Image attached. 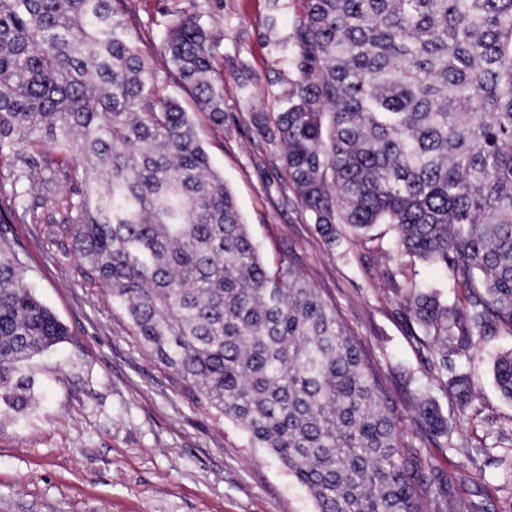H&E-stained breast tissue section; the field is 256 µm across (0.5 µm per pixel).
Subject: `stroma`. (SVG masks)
Listing matches in <instances>:
<instances>
[{
	"label": "stroma",
	"mask_w": 512,
	"mask_h": 512,
	"mask_svg": "<svg viewBox=\"0 0 512 512\" xmlns=\"http://www.w3.org/2000/svg\"><path fill=\"white\" fill-rule=\"evenodd\" d=\"M120 17L155 74L153 90L189 112L214 168L235 195L264 262H291L335 308L375 366L393 414L416 453L434 512L443 489L464 512H512V403L500 397L492 364L512 350V335L479 342L471 357L452 353L475 400L460 414L437 378L432 347L404 304L417 288L453 295L448 273L393 257L391 225L366 236L343 230L331 247L317 233L285 173L282 150L255 115L274 119L292 89L293 22L303 0H120ZM195 18L207 31L214 82L224 87V124L211 123L163 52L168 31ZM59 184L53 200L29 195L13 204V155H0V237L13 243L35 295L70 337L36 357L27 372L32 401L20 411L0 403V512H316L301 484L235 422L196 403L133 336L107 289L66 275L64 247L42 222L75 193ZM438 401L447 442L418 425L417 395ZM481 449L458 466L459 446Z\"/></svg>",
	"instance_id": "stroma-1"
}]
</instances>
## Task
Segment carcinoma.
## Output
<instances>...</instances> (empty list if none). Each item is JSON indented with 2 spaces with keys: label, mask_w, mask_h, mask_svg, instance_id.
<instances>
[{
  "label": "carcinoma",
  "mask_w": 512,
  "mask_h": 512,
  "mask_svg": "<svg viewBox=\"0 0 512 512\" xmlns=\"http://www.w3.org/2000/svg\"><path fill=\"white\" fill-rule=\"evenodd\" d=\"M117 0H0V152L14 181L82 186L46 225L133 335L196 401L242 425L317 512H421L420 477L357 340L290 263L270 270L234 196L130 38ZM293 90L270 134L321 236L396 231L398 256L451 273L464 298L414 289L409 312L448 351L512 335V0H305ZM199 107L224 124L208 35L164 44ZM59 154L41 175V148ZM69 337L0 239V400L25 405L29 361ZM512 401V351L493 362ZM460 415L473 386L449 380ZM431 437L448 420L424 396Z\"/></svg>",
  "instance_id": "cac0c4a2"
}]
</instances>
